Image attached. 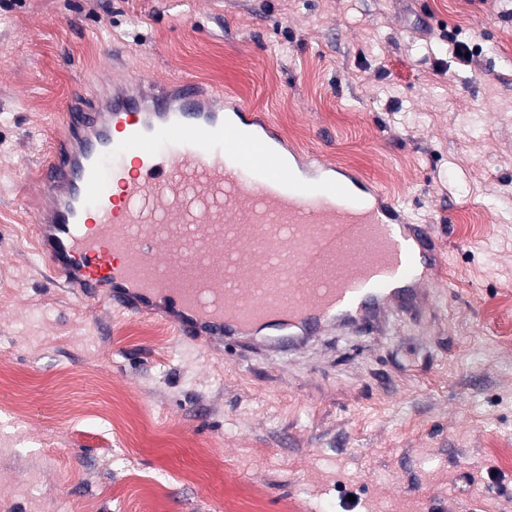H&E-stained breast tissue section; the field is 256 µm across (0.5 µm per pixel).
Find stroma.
<instances>
[{
	"instance_id": "stroma-1",
	"label": "stroma",
	"mask_w": 512,
	"mask_h": 512,
	"mask_svg": "<svg viewBox=\"0 0 512 512\" xmlns=\"http://www.w3.org/2000/svg\"><path fill=\"white\" fill-rule=\"evenodd\" d=\"M111 71L358 172L430 226L433 304L252 359L48 279L31 173ZM511 297L512 0H0V512H512Z\"/></svg>"
}]
</instances>
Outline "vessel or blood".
<instances>
[{
	"instance_id": "1",
	"label": "vessel or blood",
	"mask_w": 512,
	"mask_h": 512,
	"mask_svg": "<svg viewBox=\"0 0 512 512\" xmlns=\"http://www.w3.org/2000/svg\"><path fill=\"white\" fill-rule=\"evenodd\" d=\"M223 100L175 78L68 103L29 226L57 284L257 354L425 299L442 265L428 225L319 156L291 166L266 116L239 104L225 120Z\"/></svg>"
}]
</instances>
